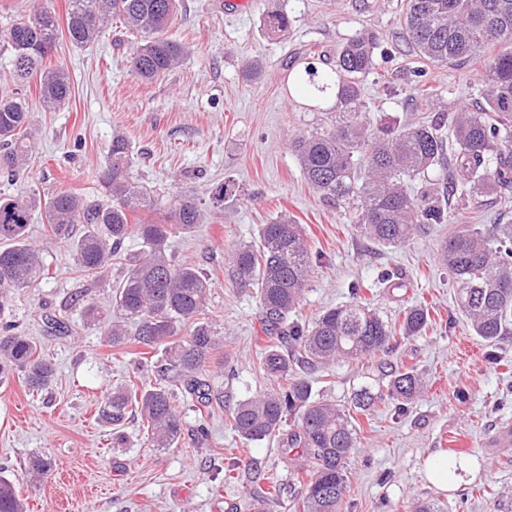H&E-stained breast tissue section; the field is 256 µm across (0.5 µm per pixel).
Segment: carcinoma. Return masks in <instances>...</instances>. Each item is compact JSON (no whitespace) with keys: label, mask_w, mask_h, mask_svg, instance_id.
<instances>
[{"label":"carcinoma","mask_w":512,"mask_h":512,"mask_svg":"<svg viewBox=\"0 0 512 512\" xmlns=\"http://www.w3.org/2000/svg\"><path fill=\"white\" fill-rule=\"evenodd\" d=\"M7 29L12 76L19 88L0 94V171L16 176L28 156L24 143L29 112L22 87L39 76V97L49 109L65 106L70 82L58 65L47 63L60 38L55 11L39 9ZM180 0H68L66 35L75 47L94 43L103 28L118 21L135 37L129 68L136 78L152 82L178 66L188 53L167 35ZM400 24L403 37L422 64L463 68L479 60L486 81L482 99L448 117L424 116L406 123L385 115L371 121L364 110V80L376 69L381 49L373 34L350 37L336 53L334 68L317 75L311 66L302 74L336 86L331 126L299 133L290 147L306 182L324 198L353 208L350 222L382 247H397L431 224L448 223L454 202L472 196L506 195L512 191V0H405ZM287 13L266 12L268 35L288 30ZM420 89V111L431 109L441 92L413 70ZM109 201L89 205L77 192L63 190L43 199L35 194L0 197V318L14 288H28L45 275L38 250L29 242L34 211L44 212L55 236L70 248L79 271L98 278L118 266L112 289V314L87 302L82 316L89 326L104 329L114 348L133 344L162 349L157 367L163 382L140 388H117L99 407V419L118 428L139 415L151 429L156 448H171L184 434L183 415L173 401L177 389L207 407L216 398L203 367L217 345L203 321L210 288L197 267L176 262L170 252L173 230L189 233L204 222V209L190 194L176 197L163 222L135 223L132 215L160 208L131 173V146L120 134L101 176ZM240 197L231 179L209 190L212 208ZM76 224L83 230L73 234ZM137 236L142 250L124 255L126 239ZM301 225L283 217L262 225L258 240L232 255L231 275L241 288H253L264 323L278 332L281 345L265 350L262 366L278 381V391L237 401L228 425L241 443L262 441L294 418L295 428L283 439L284 453L297 462L294 474L305 478L302 512H340L348 483V459L356 447L357 429L350 411L315 396L309 374L338 360H358L390 349L402 336H418L430 322L427 307L410 305L391 320L374 311L351 288L352 300L322 311L306 324L288 317L297 310L308 286L314 260ZM439 260L456 283V303L476 336L495 342L512 332V222L462 224L442 244ZM186 334H181L182 330ZM14 372L34 392L52 384L56 368L37 353L36 345L0 326V378ZM385 388L372 394L363 388L354 408L365 412L377 399L403 410L425 385L412 366L387 374ZM256 495L257 512L280 496V481L270 475ZM0 512H25L11 482L0 477Z\"/></svg>","instance_id":"obj_1"}]
</instances>
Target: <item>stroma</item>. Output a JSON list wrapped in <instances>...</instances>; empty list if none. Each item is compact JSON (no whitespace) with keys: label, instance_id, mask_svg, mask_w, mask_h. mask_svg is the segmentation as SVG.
Returning <instances> with one entry per match:
<instances>
[{"label":"stroma","instance_id":"1","mask_svg":"<svg viewBox=\"0 0 512 512\" xmlns=\"http://www.w3.org/2000/svg\"><path fill=\"white\" fill-rule=\"evenodd\" d=\"M293 19L282 36L260 26L269 5ZM401 0H246L227 13L215 0H183L169 34L188 49L185 60L158 80L135 78L127 65L130 37L113 22L91 46L77 48L60 37L50 57L64 67L71 87L68 104L54 111L40 103L37 79L26 86L32 157L14 179L0 177V193H37L47 198L74 189L92 204L105 202L99 167L114 134L132 146V174L159 188L164 201L189 191L207 201L210 184L230 178L239 200L209 210L204 224L170 240L178 262L209 277L205 317L218 344L205 376L219 399L201 412L176 395L188 429L171 448L152 447L140 417H129L115 441L97 419L108 390L148 385L153 371L142 360L160 361V350L117 349L101 329L87 326L69 297L87 290L108 306L111 280L88 288L66 243L52 236L44 212L31 221L32 242L48 269L36 287L16 290L11 319L56 367L52 386L31 392L20 376L0 383V468L16 486L26 512H249L251 492L274 473L284 484L267 512H294L303 486L278 438L243 446L225 424L237 400L272 391L262 368L266 348L279 338L267 330L255 293L230 276L231 255L258 238L261 225L281 217L302 224L313 252L323 257L304 294L298 316L313 320L345 304L351 287L368 286L367 298L382 315L396 317L407 303L426 305L431 323L386 353L337 361L313 373L320 394L352 406L362 387H376L384 370L412 365L427 388L404 412L380 400L357 414L358 446L348 462L349 483L342 512H415L433 502L437 512H512V447H496L499 430L512 425V335L488 344L477 338L455 302L456 285L438 262L448 224L402 246L386 249L361 235L345 209L305 181L288 143L300 132L325 124L326 109L307 107L304 93L288 83L289 67L315 54L332 66L339 47L355 32L378 34L396 45L392 61L379 62L364 82L370 118L389 114L419 118L411 69L413 51L402 38ZM263 72L249 80L244 68ZM429 85L442 90L438 105L448 113L478 97L483 72L430 64ZM396 273L398 288H379L382 271ZM62 314L63 331H51L45 314ZM207 423L210 436L191 431ZM459 456L448 491L429 482L426 466L440 455ZM39 455L51 463L46 478L30 473Z\"/></svg>","mask_w":512,"mask_h":512}]
</instances>
